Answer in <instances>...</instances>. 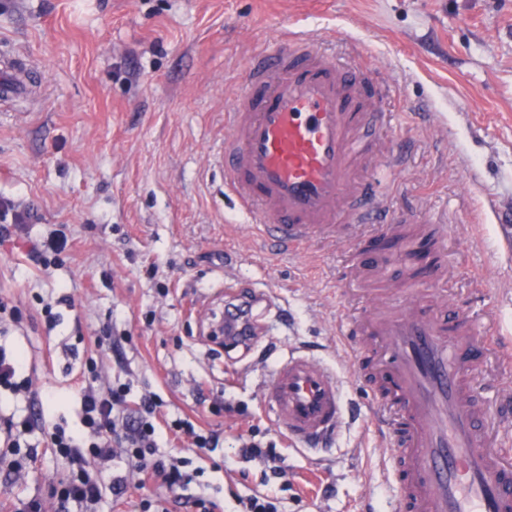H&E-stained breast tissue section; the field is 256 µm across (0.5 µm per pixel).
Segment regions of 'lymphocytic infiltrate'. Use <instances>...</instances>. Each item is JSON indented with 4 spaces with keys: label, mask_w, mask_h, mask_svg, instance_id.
<instances>
[{
    "label": "lymphocytic infiltrate",
    "mask_w": 512,
    "mask_h": 512,
    "mask_svg": "<svg viewBox=\"0 0 512 512\" xmlns=\"http://www.w3.org/2000/svg\"><path fill=\"white\" fill-rule=\"evenodd\" d=\"M128 394L124 384L105 392L86 385L81 396L84 432L69 434L63 428L55 429L51 445L58 462L72 474L71 481L54 496L55 512H71L75 506L92 512L107 486L115 496L126 494L127 476H113L108 485L102 481L101 464L113 460L127 463L139 475L161 479L169 488H184L190 481L185 471L188 458L157 452L161 440L169 435L186 436L193 449L217 446L216 434L199 432L190 420L169 418L159 395H144L134 401Z\"/></svg>",
    "instance_id": "1"
}]
</instances>
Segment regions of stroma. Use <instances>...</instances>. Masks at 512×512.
Masks as SVG:
<instances>
[{
	"mask_svg": "<svg viewBox=\"0 0 512 512\" xmlns=\"http://www.w3.org/2000/svg\"><path fill=\"white\" fill-rule=\"evenodd\" d=\"M292 32L394 88L375 150L406 160L380 174V195L448 225V303L486 329L475 385L493 441L512 433L500 415L512 371L496 358L512 341V241L498 225L512 214V0H0V51L23 58L33 86L0 107V200L31 215L0 237V298L23 313L0 322V346L24 358L44 409L22 439L21 480L0 474V501L66 481L50 429L81 430L82 386L120 380L218 434L189 492L224 512L257 493L278 512H397L374 395L338 338L341 259L372 249L374 230L287 255L224 193V114L254 56ZM52 233L66 250L35 262ZM228 287L268 296L246 349L218 334ZM295 348L342 383L345 426L323 454L289 446L265 409L262 387ZM251 432L276 442L280 477L242 456L236 437ZM145 499L193 512L159 483L104 490L97 512Z\"/></svg>",
	"mask_w": 512,
	"mask_h": 512,
	"instance_id": "stroma-1",
	"label": "stroma"
}]
</instances>
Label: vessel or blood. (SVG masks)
Wrapping results in <instances>:
<instances>
[{
    "label": "vessel or blood",
    "mask_w": 512,
    "mask_h": 512,
    "mask_svg": "<svg viewBox=\"0 0 512 512\" xmlns=\"http://www.w3.org/2000/svg\"><path fill=\"white\" fill-rule=\"evenodd\" d=\"M389 95L374 73L288 35L253 59L224 115V185L257 236L285 253L378 224L388 252L355 254L345 269L367 285L374 310L351 316L344 334L391 442L398 512H512V452L490 443L472 379L485 341L469 319L446 314V265L411 268L419 243L443 246L447 227L396 215L362 162L364 133L390 122ZM263 400L294 444L326 443L344 423L335 370L306 353L276 364Z\"/></svg>",
    "instance_id": "vessel-or-blood-1"
}]
</instances>
